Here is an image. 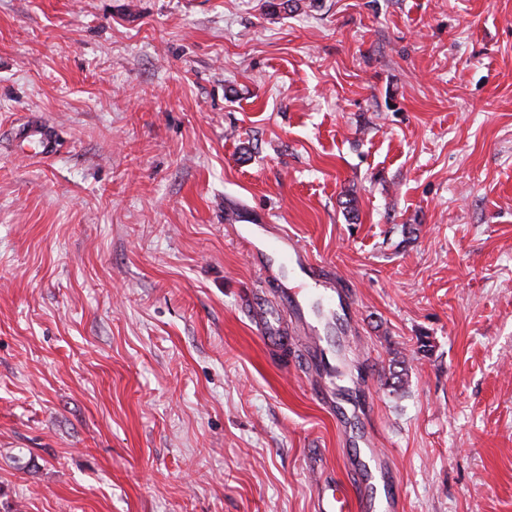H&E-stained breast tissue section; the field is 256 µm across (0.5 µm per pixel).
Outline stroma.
I'll return each instance as SVG.
<instances>
[{
    "instance_id": "35a3bbf8",
    "label": "stroma",
    "mask_w": 512,
    "mask_h": 512,
    "mask_svg": "<svg viewBox=\"0 0 512 512\" xmlns=\"http://www.w3.org/2000/svg\"><path fill=\"white\" fill-rule=\"evenodd\" d=\"M276 227L352 294L330 406ZM361 433L512 512V0H0V512H315ZM45 121L34 122L27 126L20 134L22 141L36 142L42 151L40 153L50 155L55 148V142L49 133Z\"/></svg>"
}]
</instances>
